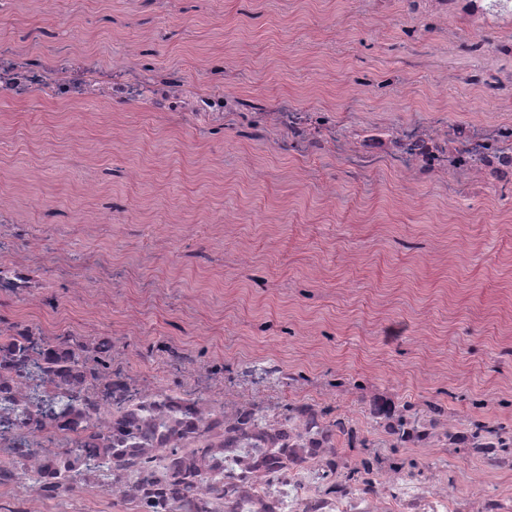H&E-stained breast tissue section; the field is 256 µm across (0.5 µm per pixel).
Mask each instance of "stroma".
<instances>
[{
    "label": "stroma",
    "mask_w": 512,
    "mask_h": 512,
    "mask_svg": "<svg viewBox=\"0 0 512 512\" xmlns=\"http://www.w3.org/2000/svg\"><path fill=\"white\" fill-rule=\"evenodd\" d=\"M387 8L375 37L360 0H17L0 19V37L24 51L90 53L105 63L137 48L139 63L203 89L231 83L246 99L340 109L341 84L359 81L367 92L358 111L397 106L408 117L437 99L475 98L464 78L447 84L429 68L403 72L409 53L441 42L442 32L412 38L418 23L405 0ZM59 25L73 38L52 36ZM219 56L226 68L217 75ZM245 130L241 117L198 133L179 116L134 104L0 98V202L20 219L0 261L38 237L78 258L111 254L130 286L99 308L98 324L122 334L123 352L150 378L177 373L138 357L153 337L230 361L271 349L288 367L325 378L396 370L406 399L429 392L449 416L512 427V223H502L491 203L471 223H449L461 200L443 185L420 186L418 202L404 203L391 172L362 180L336 160L295 156L284 136L267 142ZM298 167L308 169V181L290 184ZM89 179L100 183L98 196L84 194ZM88 211L104 219L97 238L56 240L52 214L75 225ZM228 217L234 238L205 234ZM162 224L177 225L181 262L165 255L143 262ZM238 239L253 245L241 270L231 264ZM47 277L45 295L32 303L0 301V319L84 325L71 282L52 270ZM201 292L208 306L189 309ZM133 308L139 329L126 336ZM425 311L434 322L422 347L416 330ZM383 317L404 335H376Z\"/></svg>",
    "instance_id": "35a3bbf8"
}]
</instances>
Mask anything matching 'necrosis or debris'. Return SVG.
I'll return each instance as SVG.
<instances>
[{
	"instance_id": "obj_1",
	"label": "necrosis or debris",
	"mask_w": 512,
	"mask_h": 512,
	"mask_svg": "<svg viewBox=\"0 0 512 512\" xmlns=\"http://www.w3.org/2000/svg\"><path fill=\"white\" fill-rule=\"evenodd\" d=\"M424 26L449 22V61L461 62L476 103L512 93V0H407ZM0 92H38L61 103L135 102L206 129L232 116L241 97L201 90L179 76L85 53L27 55L0 44ZM257 136L292 131L304 154L331 153L360 171L382 167L414 184L484 200L512 187V120H412L396 112L343 114L320 105L256 101ZM53 265L78 285L86 328L50 331L0 324V512H512L493 488L512 471V450L473 438L434 396L395 397V377L337 376L318 394L276 355L240 362L194 359L177 340H151L150 357L186 368L172 383L137 373L96 323L110 289L85 287L84 262L40 242L0 264V297L19 303L43 291ZM463 446L473 468L438 449Z\"/></svg>"
}]
</instances>
